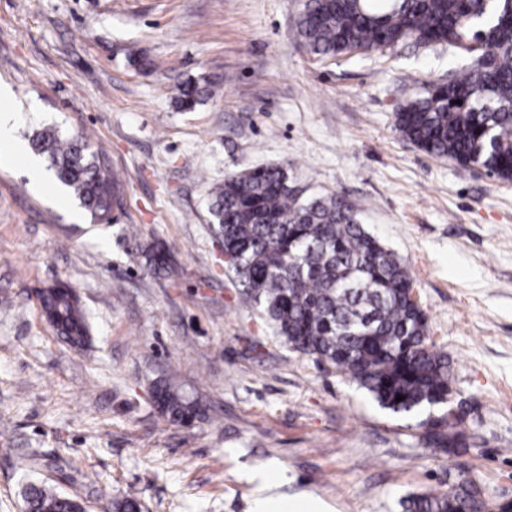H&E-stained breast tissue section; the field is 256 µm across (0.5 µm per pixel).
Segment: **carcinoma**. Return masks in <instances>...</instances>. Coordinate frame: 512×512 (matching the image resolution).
<instances>
[{"label": "carcinoma", "instance_id": "carcinoma-1", "mask_svg": "<svg viewBox=\"0 0 512 512\" xmlns=\"http://www.w3.org/2000/svg\"><path fill=\"white\" fill-rule=\"evenodd\" d=\"M296 37L320 58L407 42L460 50L471 64L401 102L396 128L430 155L512 182V0H306ZM211 95L208 80L189 79L178 104L192 109ZM29 144L93 222L109 220L119 184L102 154L53 127L33 132ZM210 214L224 252L237 261L230 269L243 295L291 349L334 367L387 410L426 414L418 427L437 447L450 454L466 447L462 419L448 402V354L437 349L412 299L410 272L351 206L304 197L284 168L256 167L215 187ZM38 301L69 343L87 342V320L69 286L44 288ZM155 395L175 422L201 412L171 379ZM25 502L27 512L80 509L79 500L48 485H29ZM401 505L403 512H484L486 502L479 484L459 475L447 489L410 494ZM112 508L141 512L132 494Z\"/></svg>", "mask_w": 512, "mask_h": 512}]
</instances>
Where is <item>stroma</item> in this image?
<instances>
[{
    "mask_svg": "<svg viewBox=\"0 0 512 512\" xmlns=\"http://www.w3.org/2000/svg\"><path fill=\"white\" fill-rule=\"evenodd\" d=\"M304 0H0V81L15 136L53 126L105 152L113 221H75L71 195L0 166V512L27 482L112 512H249L253 472L327 512H401L465 474L486 512L512 504V182L429 155L395 113L413 80L462 64L446 45L321 59L294 36ZM152 61L140 66L139 57ZM208 79L194 110L179 86ZM285 168L335 196L406 265L447 352L466 447L427 443L328 365L291 350L246 302L208 211L225 176ZM163 253L173 270L155 273ZM75 289L90 337L75 347L37 291ZM176 374L205 414L155 406Z\"/></svg>",
    "mask_w": 512,
    "mask_h": 512,
    "instance_id": "obj_1",
    "label": "stroma"
}]
</instances>
